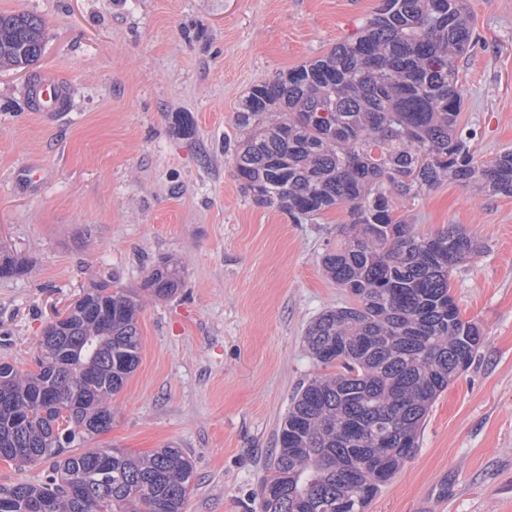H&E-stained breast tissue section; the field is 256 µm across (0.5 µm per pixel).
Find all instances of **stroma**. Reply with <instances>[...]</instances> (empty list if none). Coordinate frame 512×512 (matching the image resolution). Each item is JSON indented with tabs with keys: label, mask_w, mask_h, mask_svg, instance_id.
I'll use <instances>...</instances> for the list:
<instances>
[{
	"label": "stroma",
	"mask_w": 512,
	"mask_h": 512,
	"mask_svg": "<svg viewBox=\"0 0 512 512\" xmlns=\"http://www.w3.org/2000/svg\"><path fill=\"white\" fill-rule=\"evenodd\" d=\"M380 0H0L45 22L37 63L0 69V361L33 367L46 324L106 277L138 287L178 260L181 290L144 298L141 361L90 442L184 449L188 512H257L288 404L321 371L304 336L348 295L320 256L347 209L312 221L253 203L224 153L256 83L353 36ZM460 127L477 161L512 150V0H469ZM63 76L68 109H30L26 86ZM194 132L179 134L175 113ZM422 235L459 224L485 246L451 275L483 330L471 366L432 405L416 455L368 512H512V197L452 182L396 199Z\"/></svg>",
	"instance_id": "1"
}]
</instances>
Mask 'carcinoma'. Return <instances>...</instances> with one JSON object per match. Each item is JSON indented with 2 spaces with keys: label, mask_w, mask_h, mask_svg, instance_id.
<instances>
[{
  "label": "carcinoma",
  "mask_w": 512,
  "mask_h": 512,
  "mask_svg": "<svg viewBox=\"0 0 512 512\" xmlns=\"http://www.w3.org/2000/svg\"><path fill=\"white\" fill-rule=\"evenodd\" d=\"M44 33L38 15L0 12V68L37 62ZM473 39L466 0H381L354 36L238 103L224 153L242 191L297 219L350 216L321 266L351 302L305 332L331 372L292 396L258 512H367L479 350L483 331L449 278L482 242L459 224L421 236L393 217L395 198L448 181L512 197V150L479 162L458 132V61ZM182 280L167 258L136 290L103 280L45 327L35 368L0 362V460L52 470L45 483L0 486L13 512H187L194 466L183 449L73 453L110 428L111 399L140 363L141 294L167 299Z\"/></svg>",
  "instance_id": "obj_1"
}]
</instances>
